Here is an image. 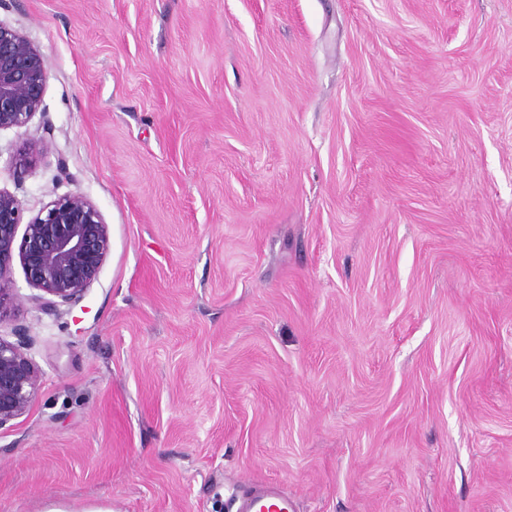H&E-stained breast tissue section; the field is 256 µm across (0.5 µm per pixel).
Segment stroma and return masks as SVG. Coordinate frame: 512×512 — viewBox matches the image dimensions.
I'll return each mask as SVG.
<instances>
[{
  "instance_id": "obj_1",
  "label": "stroma",
  "mask_w": 512,
  "mask_h": 512,
  "mask_svg": "<svg viewBox=\"0 0 512 512\" xmlns=\"http://www.w3.org/2000/svg\"><path fill=\"white\" fill-rule=\"evenodd\" d=\"M44 60L24 218L109 249L21 328L0 512H512V0H0ZM41 146L25 178L12 160ZM29 339L0 336V429L23 414L39 391L42 372L29 354ZM228 508L231 512H293V503L277 484L233 496Z\"/></svg>"
}]
</instances>
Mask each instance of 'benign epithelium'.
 <instances>
[{
	"instance_id": "benign-epithelium-1",
	"label": "benign epithelium",
	"mask_w": 512,
	"mask_h": 512,
	"mask_svg": "<svg viewBox=\"0 0 512 512\" xmlns=\"http://www.w3.org/2000/svg\"><path fill=\"white\" fill-rule=\"evenodd\" d=\"M47 72L39 51L19 31L0 23V130L26 126L43 102ZM22 208L0 189V322L15 306L8 273ZM109 245L108 225L84 196L68 194L44 206L19 245L25 278L42 291L36 307L55 311L76 302L99 276ZM42 372L29 339L0 337V428L23 414L39 391Z\"/></svg>"
}]
</instances>
